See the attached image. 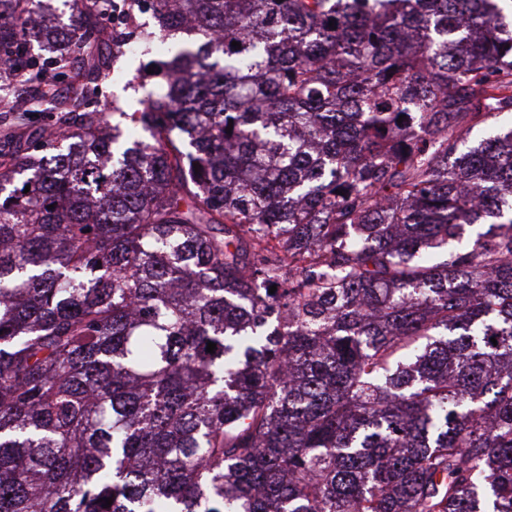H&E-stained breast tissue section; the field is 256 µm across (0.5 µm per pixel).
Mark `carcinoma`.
<instances>
[{"mask_svg": "<svg viewBox=\"0 0 512 512\" xmlns=\"http://www.w3.org/2000/svg\"><path fill=\"white\" fill-rule=\"evenodd\" d=\"M50 2L0 0V512H512V0H110L182 34L129 134Z\"/></svg>", "mask_w": 512, "mask_h": 512, "instance_id": "1", "label": "carcinoma"}]
</instances>
